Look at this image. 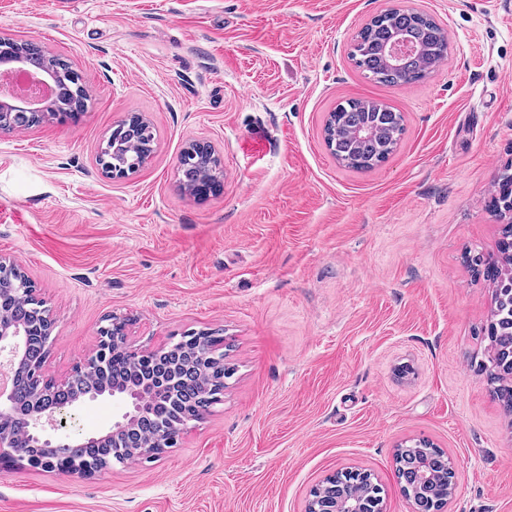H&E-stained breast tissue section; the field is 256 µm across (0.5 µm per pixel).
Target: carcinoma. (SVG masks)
Listing matches in <instances>:
<instances>
[{
    "label": "carcinoma",
    "instance_id": "obj_1",
    "mask_svg": "<svg viewBox=\"0 0 512 512\" xmlns=\"http://www.w3.org/2000/svg\"><path fill=\"white\" fill-rule=\"evenodd\" d=\"M403 28L419 36L426 45V53L406 55L399 66L389 65L385 44L392 31ZM32 67H46L72 85V68L64 60L48 56L31 43H24ZM449 50L448 36L444 28L424 13H405L389 8L375 16L356 35L351 44L349 56L354 66L372 82L395 87L405 82L416 83L425 79L435 67V62ZM336 113L335 133L325 130V144L336 162L348 169L366 171L385 162L397 148L404 132L403 116L390 106L366 100H346L332 109ZM154 132L145 124L138 142L116 137L107 142L106 148L112 164L125 167L132 162L143 164L152 153ZM182 185L185 191L194 195L206 181L214 177L213 167L203 168L189 152H184L181 165ZM495 211L512 206V173L505 172L499 179V192L492 199ZM494 271L486 273L489 284L495 292V309L488 328V340L503 351L512 348V257L503 255L492 263ZM30 305L24 301L5 303L6 314L18 321L28 319ZM193 334L180 337L184 342L177 356L153 354L149 359L130 364L120 356L112 358V372L108 379L125 381L128 387L138 388L150 380L161 379L156 394L154 412L151 418L141 424L138 430L119 441V445H90L83 448H68L64 451L44 452L39 448L31 450L36 460L45 461L44 468L73 472L86 464L104 467L113 461H120L131 448L150 444L156 422L170 419L179 422L189 416L198 417L215 400L203 398L210 390L219 394L224 380L230 378L234 368L221 360L202 362L192 350ZM495 384V393L506 411L512 412V378L500 364L489 363L486 367ZM404 459L395 460L398 477L403 479L404 494L418 504L420 512H434L445 500L444 490L453 479L448 457L430 442H415L402 449ZM426 459L433 473L434 484L428 489L417 487L415 458ZM336 486L358 496L367 512L382 508V487L373 481L368 472L346 470L336 473Z\"/></svg>",
    "mask_w": 512,
    "mask_h": 512
}]
</instances>
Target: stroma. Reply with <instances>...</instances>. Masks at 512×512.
<instances>
[{
  "instance_id": "1",
  "label": "stroma",
  "mask_w": 512,
  "mask_h": 512,
  "mask_svg": "<svg viewBox=\"0 0 512 512\" xmlns=\"http://www.w3.org/2000/svg\"><path fill=\"white\" fill-rule=\"evenodd\" d=\"M448 31L422 82L384 87L348 58L380 11ZM71 62L91 99L75 122L0 132V255L54 319L46 377L97 349L112 316L136 347L224 338V393L158 457L88 479L0 473V512H304L342 468L411 512L397 446L427 439L458 466L444 512H512V414L484 365L496 251L489 208L512 165V0H0V36ZM379 100L405 133L374 170L323 140L336 101ZM142 113L155 151L124 179L102 143ZM208 142L219 184L178 181Z\"/></svg>"
}]
</instances>
